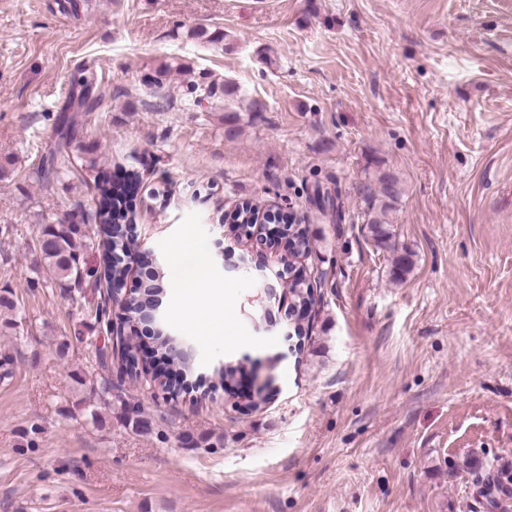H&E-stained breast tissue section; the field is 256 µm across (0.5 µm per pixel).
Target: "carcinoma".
<instances>
[{"label":"carcinoma","instance_id":"carcinoma-1","mask_svg":"<svg viewBox=\"0 0 512 512\" xmlns=\"http://www.w3.org/2000/svg\"><path fill=\"white\" fill-rule=\"evenodd\" d=\"M181 75L182 85L185 91V103L188 106H199L203 101L219 94L229 96L235 92V88L213 82L205 84L198 79L195 72L181 65L164 63L155 70L152 84L161 88L170 80L172 73ZM139 179L136 175H128L126 184L116 186L108 180L102 181L98 186L99 198L95 211L89 219L99 225V231L105 242V278L107 284L122 281L128 273L126 258L135 257L136 260L146 266H154L152 256L139 249L136 240L127 237L116 228L118 224H132L135 217L128 216V199L133 197L139 189ZM369 231L378 246L396 250L392 243L393 234L390 225L382 220L372 219L368 224ZM84 236V231L78 224H50L46 226L39 237V250L43 276L61 286L70 287L79 285L88 275V270L83 266L80 254L81 243L79 239ZM288 293L292 303L297 307H312L315 304L314 283L301 270H292L287 282ZM126 353L123 362L127 369L128 377L137 379L142 371L150 368L152 357L160 359L169 358L171 362L179 365L184 373L193 371L194 363L181 355L172 347L171 333L163 324L159 325L158 333L154 336L152 344L138 348L133 344L125 345ZM246 373L242 363L228 362L223 367L214 370V376L218 384L211 386L216 390L217 386L233 380L236 376ZM122 414L128 425L134 430L143 432L152 427V422L143 417L141 412L129 411L128 405L122 406ZM476 481L483 484V493L486 497H493L494 492L506 490L505 481L512 482V475L506 472L499 474H477Z\"/></svg>","mask_w":512,"mask_h":512}]
</instances>
